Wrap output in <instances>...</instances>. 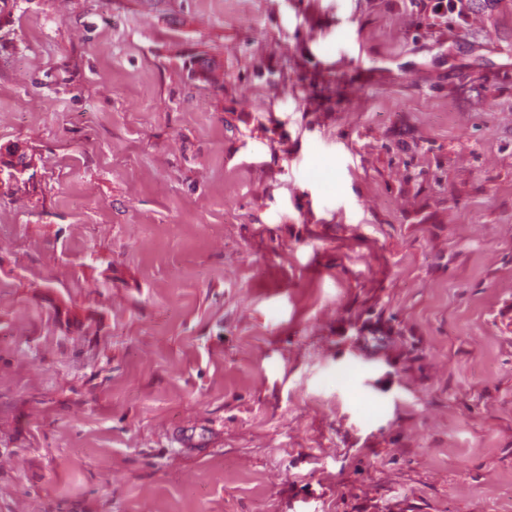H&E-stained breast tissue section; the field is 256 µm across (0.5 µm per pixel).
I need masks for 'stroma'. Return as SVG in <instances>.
<instances>
[{
	"instance_id": "stroma-1",
	"label": "stroma",
	"mask_w": 512,
	"mask_h": 512,
	"mask_svg": "<svg viewBox=\"0 0 512 512\" xmlns=\"http://www.w3.org/2000/svg\"><path fill=\"white\" fill-rule=\"evenodd\" d=\"M0 0V512H512V0ZM34 168L35 162L33 157L30 158L27 153L17 150L13 156L12 163L8 166L6 180L11 182L21 180L22 178L24 179V176ZM33 177L34 173H32L27 180H24L29 181L33 179Z\"/></svg>"
}]
</instances>
